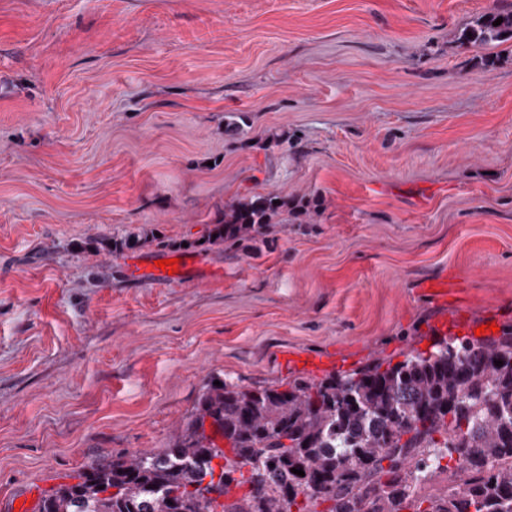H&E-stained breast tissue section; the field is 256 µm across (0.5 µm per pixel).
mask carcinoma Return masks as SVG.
Wrapping results in <instances>:
<instances>
[{
    "mask_svg": "<svg viewBox=\"0 0 512 512\" xmlns=\"http://www.w3.org/2000/svg\"><path fill=\"white\" fill-rule=\"evenodd\" d=\"M458 41H512V4L481 14ZM288 205L271 194L231 204L212 220L208 242L264 238ZM154 240L143 229L101 245ZM444 471L448 491L425 492ZM232 485L247 490L219 502ZM321 504L326 512H512V326L284 390L210 384L174 446L92 462L77 482L46 494L39 512H316Z\"/></svg>",
    "mask_w": 512,
    "mask_h": 512,
    "instance_id": "carcinoma-1",
    "label": "carcinoma"
}]
</instances>
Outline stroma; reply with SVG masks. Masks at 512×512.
I'll list each match as a JSON object with an SVG mask.
<instances>
[{"label":"stroma","instance_id":"35a3bbf8","mask_svg":"<svg viewBox=\"0 0 512 512\" xmlns=\"http://www.w3.org/2000/svg\"><path fill=\"white\" fill-rule=\"evenodd\" d=\"M498 2L0 0V512L169 448L211 382L512 325V42L485 67L458 41ZM268 194L298 207L267 240L207 243ZM140 227L208 278L95 247ZM181 258L178 266V273L168 275L170 266L164 270L154 265V260ZM199 260L192 256H172L163 252H155L150 256L128 264L130 274L139 282H147L158 286L172 283L185 282L195 276Z\"/></svg>","mask_w":512,"mask_h":512}]
</instances>
